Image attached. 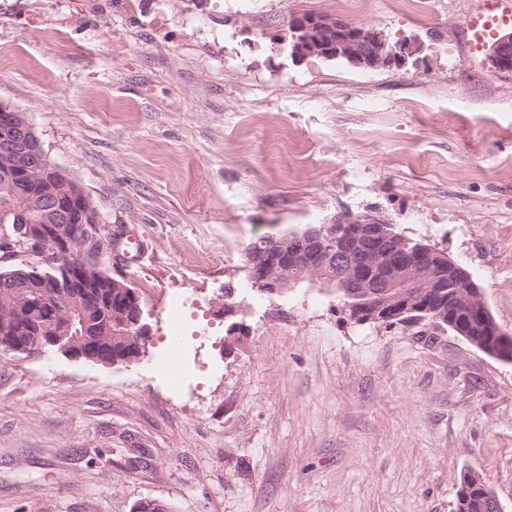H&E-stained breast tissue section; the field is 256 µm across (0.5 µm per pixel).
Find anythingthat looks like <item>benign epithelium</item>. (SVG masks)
Returning a JSON list of instances; mask_svg holds the SVG:
<instances>
[{
  "mask_svg": "<svg viewBox=\"0 0 512 512\" xmlns=\"http://www.w3.org/2000/svg\"><path fill=\"white\" fill-rule=\"evenodd\" d=\"M273 43L285 51L295 62L310 58L330 59L343 56L357 68L403 69L409 59L422 51L416 37H403L391 43L385 33L375 27L357 24L342 18H321L315 14L298 17L286 24L281 34L272 35ZM512 57V33L499 37L491 48V60L502 64ZM28 121L22 114L11 116L9 123L0 125V156L4 166L12 168L13 175L31 185V211L36 213L29 224H14L7 238L15 239L11 256L21 253L31 256L35 262L33 281L29 288L48 286L61 290V309L49 314V335L45 345L57 347L60 353L73 360L89 358L83 349L81 337L86 328L74 329V313L82 310L83 300L89 294L72 290L73 283L86 284L91 272L99 271L101 259L106 253L118 252V242L105 237L100 223L79 224L64 205L68 198L80 196L78 187L69 188L46 178L41 160H31L24 166L13 161L31 142ZM261 253L266 271L255 280V287L267 293H281L302 277L316 280L327 287H346L351 283L361 287L365 298H379L387 304L405 306L421 297L429 287L430 271L434 267H449L461 272L457 297L466 298V311L476 318L486 316L487 307L482 290L471 274L454 263L448 253L433 246L410 249L406 242L397 241L391 223L378 212L343 213L326 224H312L304 230H296L287 237L267 235L254 244ZM428 260L424 269L412 262L392 260L393 252ZM73 262L62 265V260ZM341 270L337 278L328 274L330 265ZM46 272L39 273V268ZM59 272V276L52 272ZM124 302L137 311L135 320L123 322L121 335L106 341L123 340L130 347L122 359L114 364L127 363L138 358L145 349L150 330L143 321V310L136 289L115 283Z\"/></svg>",
  "mask_w": 512,
  "mask_h": 512,
  "instance_id": "1",
  "label": "benign epithelium"
}]
</instances>
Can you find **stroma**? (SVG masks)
Wrapping results in <instances>:
<instances>
[{"instance_id": "1", "label": "stroma", "mask_w": 512, "mask_h": 512, "mask_svg": "<svg viewBox=\"0 0 512 512\" xmlns=\"http://www.w3.org/2000/svg\"><path fill=\"white\" fill-rule=\"evenodd\" d=\"M425 2L376 0L368 24L423 49L367 70L268 39L294 12L344 17L334 0H0V105L105 235L140 242L102 266L150 329L114 367L0 353V512H453L471 471L512 512V361L246 277L256 238L374 210L445 249L512 335V73L467 58L479 0ZM177 293L175 390L157 362Z\"/></svg>"}]
</instances>
